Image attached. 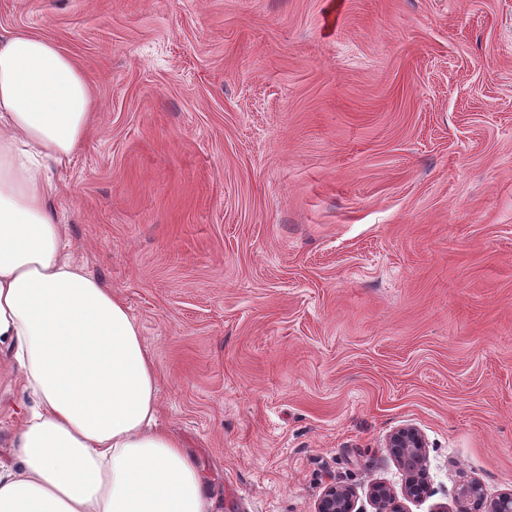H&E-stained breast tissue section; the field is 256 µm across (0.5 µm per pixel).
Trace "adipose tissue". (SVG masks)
Wrapping results in <instances>:
<instances>
[{
  "mask_svg": "<svg viewBox=\"0 0 512 512\" xmlns=\"http://www.w3.org/2000/svg\"><path fill=\"white\" fill-rule=\"evenodd\" d=\"M99 109L58 43L0 33V381L30 399L0 461V512H211L205 475L157 424L138 324L51 205L49 173L70 165Z\"/></svg>",
  "mask_w": 512,
  "mask_h": 512,
  "instance_id": "adipose-tissue-1",
  "label": "adipose tissue"
}]
</instances>
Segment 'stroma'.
<instances>
[{
	"label": "stroma",
	"mask_w": 512,
	"mask_h": 512,
	"mask_svg": "<svg viewBox=\"0 0 512 512\" xmlns=\"http://www.w3.org/2000/svg\"><path fill=\"white\" fill-rule=\"evenodd\" d=\"M0 0L100 102L53 198L213 512L512 493V0ZM387 448L403 469L409 474L404 493L407 498L419 499L426 492L422 479L424 448L426 441L421 431L415 427H402L388 438ZM370 498L376 512H403L391 490L382 483L372 486ZM351 494L345 488L329 485L321 495L317 512H352Z\"/></svg>",
	"instance_id": "obj_1"
}]
</instances>
